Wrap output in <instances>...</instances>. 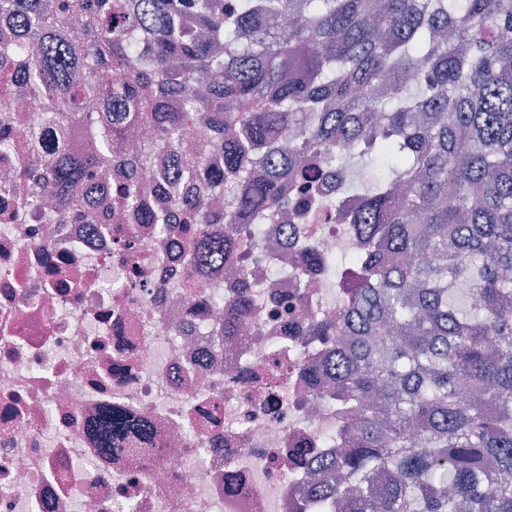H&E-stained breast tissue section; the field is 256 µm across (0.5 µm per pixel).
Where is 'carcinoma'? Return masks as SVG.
I'll use <instances>...</instances> for the list:
<instances>
[{
	"label": "carcinoma",
	"instance_id": "carcinoma-1",
	"mask_svg": "<svg viewBox=\"0 0 512 512\" xmlns=\"http://www.w3.org/2000/svg\"><path fill=\"white\" fill-rule=\"evenodd\" d=\"M0 15L15 21L0 34V137L13 105L44 109L19 131L32 150L14 171L21 219L96 223V169L147 128L102 193L164 224L139 174L160 151L183 155L167 188L199 293L235 225L298 215L319 171L339 174L364 245L345 308L318 327L345 338L339 356L309 382L362 418L320 467L318 512H512V0H0ZM196 126L206 136L187 151ZM77 138L98 150L79 153ZM259 154L267 173L239 181ZM355 156L385 170L362 192ZM226 189L236 206L211 207L206 192ZM112 232L128 260L135 229ZM458 284L464 312L448 302ZM132 431L146 428L106 411L100 450Z\"/></svg>",
	"mask_w": 512,
	"mask_h": 512
}]
</instances>
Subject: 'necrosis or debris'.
<instances>
[{"label": "necrosis or debris", "mask_w": 512, "mask_h": 512, "mask_svg": "<svg viewBox=\"0 0 512 512\" xmlns=\"http://www.w3.org/2000/svg\"><path fill=\"white\" fill-rule=\"evenodd\" d=\"M98 216L0 221V512H311L305 489L353 409L309 388L332 348L315 324L347 294L302 249L355 255L357 225L272 211L238 229L206 283L224 294L216 310L185 290L176 238L142 237L135 282L115 213ZM106 407L150 439L102 455L92 426Z\"/></svg>", "instance_id": "4bbe7bcc"}]
</instances>
